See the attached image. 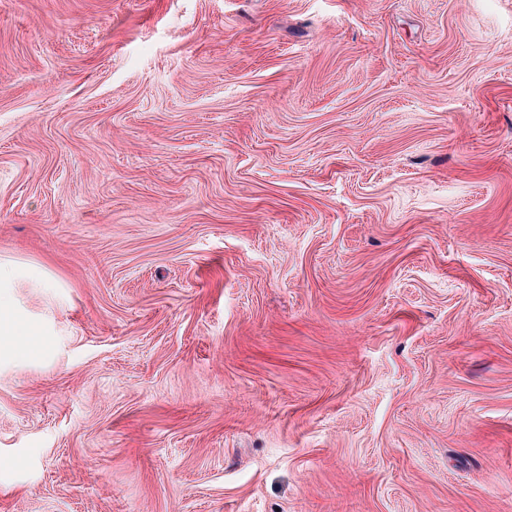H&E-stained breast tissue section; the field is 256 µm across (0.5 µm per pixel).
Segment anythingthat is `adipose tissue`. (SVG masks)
Listing matches in <instances>:
<instances>
[{"label":"adipose tissue","mask_w":512,"mask_h":512,"mask_svg":"<svg viewBox=\"0 0 512 512\" xmlns=\"http://www.w3.org/2000/svg\"><path fill=\"white\" fill-rule=\"evenodd\" d=\"M61 286V281L39 264L0 257V367L31 361L32 337L49 331L48 320L29 310L20 289H37L54 306L60 300Z\"/></svg>","instance_id":"ef3b65f1"}]
</instances>
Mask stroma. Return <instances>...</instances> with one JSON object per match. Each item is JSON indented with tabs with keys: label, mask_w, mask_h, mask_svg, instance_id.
Instances as JSON below:
<instances>
[{
	"label": "stroma",
	"mask_w": 512,
	"mask_h": 512,
	"mask_svg": "<svg viewBox=\"0 0 512 512\" xmlns=\"http://www.w3.org/2000/svg\"><path fill=\"white\" fill-rule=\"evenodd\" d=\"M0 512H512V0H0ZM36 288L48 301L47 312L60 301L61 281L43 266L13 257H0V369L34 357L30 336H49V322L35 316L17 293Z\"/></svg>",
	"instance_id": "obj_1"
}]
</instances>
